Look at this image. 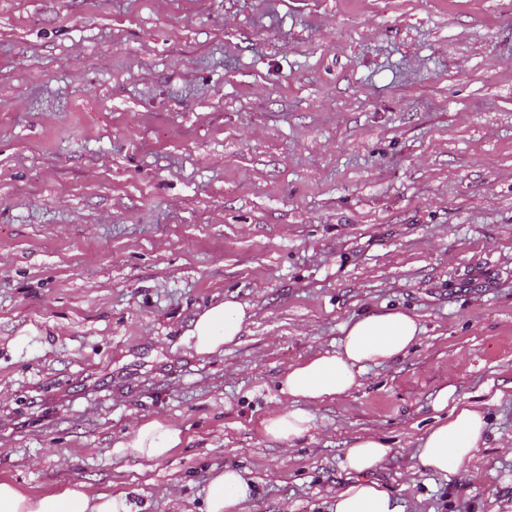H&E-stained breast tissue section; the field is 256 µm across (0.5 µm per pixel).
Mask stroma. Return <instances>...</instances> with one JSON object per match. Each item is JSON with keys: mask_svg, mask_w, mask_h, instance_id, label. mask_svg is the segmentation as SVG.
I'll return each instance as SVG.
<instances>
[{"mask_svg": "<svg viewBox=\"0 0 512 512\" xmlns=\"http://www.w3.org/2000/svg\"><path fill=\"white\" fill-rule=\"evenodd\" d=\"M394 309L407 355L263 435L289 366ZM447 386L489 422L450 479L412 457ZM153 418L170 456L113 453ZM369 434L400 512H512V0H0V480L200 512L235 467L243 512H331ZM246 309L233 297L209 304L189 321L184 342L198 356L223 354L224 346L236 344L241 336Z\"/></svg>", "mask_w": 512, "mask_h": 512, "instance_id": "1", "label": "stroma"}]
</instances>
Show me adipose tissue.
I'll return each instance as SVG.
<instances>
[{"instance_id":"ef3b65f1","label":"adipose tissue","mask_w":512,"mask_h":512,"mask_svg":"<svg viewBox=\"0 0 512 512\" xmlns=\"http://www.w3.org/2000/svg\"><path fill=\"white\" fill-rule=\"evenodd\" d=\"M247 319L246 307L227 298L204 307L189 321L185 343L196 355L223 353L235 344ZM422 327L415 315L403 311L372 312L354 317L334 350L314 353L289 367L279 380V393L289 409L262 422L263 434L284 444L305 437L313 427L309 404L331 400L360 384L368 365L393 362L417 343ZM451 388L434 401L439 415L427 428L413 456L435 474L454 476L486 443L485 412L472 404L453 400ZM182 442L179 428L159 419L138 423L118 441L116 453L154 462L171 455ZM382 438H357L345 454L348 482L337 490L333 512H399L395 499L373 473L390 454ZM250 488L234 468L216 473L205 498V512H242ZM0 512H141L126 494L93 492L77 483L57 492L31 494L15 483L0 480Z\"/></svg>"}]
</instances>
